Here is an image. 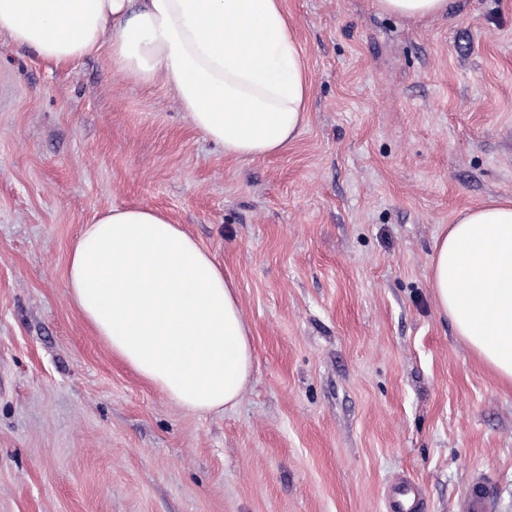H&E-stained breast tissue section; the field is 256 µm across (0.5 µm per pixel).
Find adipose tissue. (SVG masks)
Listing matches in <instances>:
<instances>
[{
    "label": "adipose tissue",
    "mask_w": 512,
    "mask_h": 512,
    "mask_svg": "<svg viewBox=\"0 0 512 512\" xmlns=\"http://www.w3.org/2000/svg\"><path fill=\"white\" fill-rule=\"evenodd\" d=\"M0 31L66 64L108 48L116 69L173 89L186 120L230 158L287 148L311 84L282 0H0ZM430 286L458 336L512 380V200L457 213ZM66 287L84 320L181 408L235 405L253 348L234 281L163 212L115 208L87 225Z\"/></svg>",
    "instance_id": "ef3b65f1"
}]
</instances>
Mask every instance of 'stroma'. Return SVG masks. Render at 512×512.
I'll return each mask as SVG.
<instances>
[{"label":"stroma","instance_id":"stroma-1","mask_svg":"<svg viewBox=\"0 0 512 512\" xmlns=\"http://www.w3.org/2000/svg\"><path fill=\"white\" fill-rule=\"evenodd\" d=\"M305 126L226 157L176 93L107 50L53 65L0 33V512H512V382L429 288L456 213L512 199V0L419 20L375 0H283ZM181 224L237 285L254 368L186 411L71 300L84 225L115 207ZM419 489L410 482L400 485L390 496L389 507L391 512H415L419 504Z\"/></svg>","mask_w":512,"mask_h":512}]
</instances>
